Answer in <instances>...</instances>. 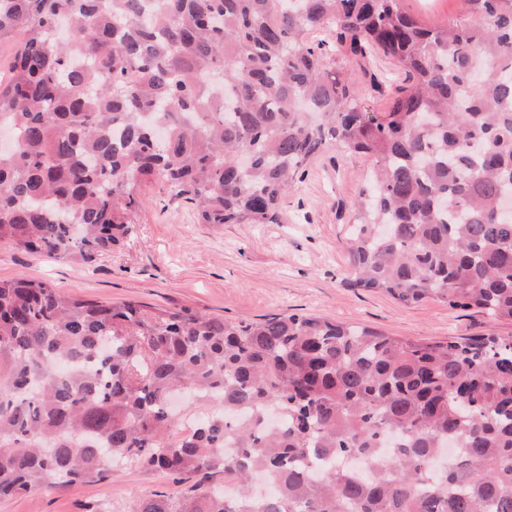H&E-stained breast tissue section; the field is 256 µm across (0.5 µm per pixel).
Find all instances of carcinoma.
I'll list each match as a JSON object with an SVG mask.
<instances>
[{
    "label": "carcinoma",
    "instance_id": "1",
    "mask_svg": "<svg viewBox=\"0 0 512 512\" xmlns=\"http://www.w3.org/2000/svg\"><path fill=\"white\" fill-rule=\"evenodd\" d=\"M399 2L0 0V244L110 253L151 182L202 224H279L333 146L372 159L355 286L512 321V0H466L454 28ZM317 31L405 73L387 111L365 112ZM115 463L224 475L138 512H512V336L422 343L0 280V497Z\"/></svg>",
    "mask_w": 512,
    "mask_h": 512
}]
</instances>
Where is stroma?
<instances>
[{"instance_id": "stroma-1", "label": "stroma", "mask_w": 512, "mask_h": 512, "mask_svg": "<svg viewBox=\"0 0 512 512\" xmlns=\"http://www.w3.org/2000/svg\"><path fill=\"white\" fill-rule=\"evenodd\" d=\"M401 8L428 27L471 20L465 0H401ZM335 60L358 73L369 108L385 111L390 88L403 80L396 67L379 55ZM369 169L361 155L321 154L285 199L278 224H201L190 203L154 183L143 189L146 204L124 246L86 262L0 245V279L44 280L91 300L189 307L228 320L323 315L420 342L511 336L510 321L438 302L404 304L352 285L345 237ZM187 489L166 474L122 466L89 482L0 499V512H137L144 500L177 498Z\"/></svg>"}]
</instances>
